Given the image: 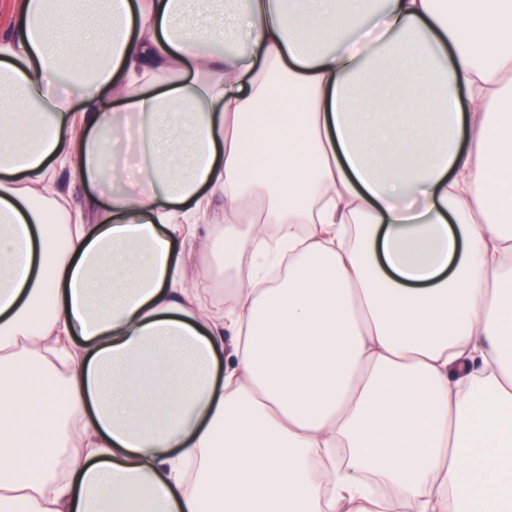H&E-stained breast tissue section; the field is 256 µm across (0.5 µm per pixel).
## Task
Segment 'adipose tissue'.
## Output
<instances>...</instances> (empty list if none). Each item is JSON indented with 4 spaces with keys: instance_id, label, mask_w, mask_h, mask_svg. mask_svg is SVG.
<instances>
[{
    "instance_id": "adipose-tissue-1",
    "label": "adipose tissue",
    "mask_w": 512,
    "mask_h": 512,
    "mask_svg": "<svg viewBox=\"0 0 512 512\" xmlns=\"http://www.w3.org/2000/svg\"><path fill=\"white\" fill-rule=\"evenodd\" d=\"M369 2L23 0L0 512H512V0ZM56 179L60 191L76 206L81 204L86 193L93 191L80 181L73 167L69 165L58 169ZM209 223L212 222H201V224L194 225V236L187 241L184 251L187 260L196 263L205 261V242L214 229L213 224Z\"/></svg>"
}]
</instances>
